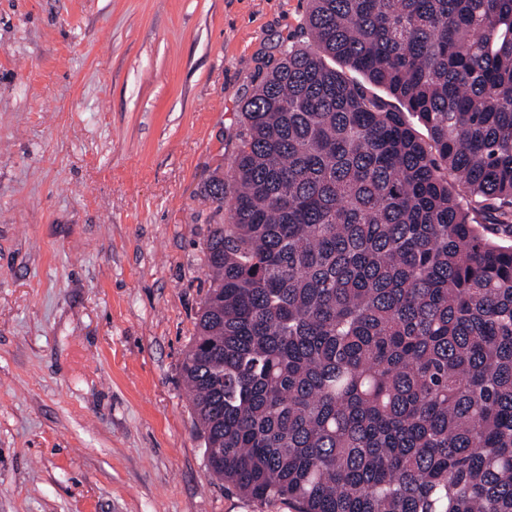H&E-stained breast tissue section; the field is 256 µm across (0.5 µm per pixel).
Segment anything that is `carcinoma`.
I'll use <instances>...</instances> for the list:
<instances>
[{"mask_svg": "<svg viewBox=\"0 0 512 512\" xmlns=\"http://www.w3.org/2000/svg\"><path fill=\"white\" fill-rule=\"evenodd\" d=\"M299 29L208 185L210 469L296 512H512V244L483 231L512 240V0H307Z\"/></svg>", "mask_w": 512, "mask_h": 512, "instance_id": "cac0c4a2", "label": "carcinoma"}]
</instances>
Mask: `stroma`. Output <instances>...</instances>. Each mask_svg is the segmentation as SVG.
<instances>
[{
    "mask_svg": "<svg viewBox=\"0 0 512 512\" xmlns=\"http://www.w3.org/2000/svg\"><path fill=\"white\" fill-rule=\"evenodd\" d=\"M307 0H0V512H295L181 366L238 112Z\"/></svg>",
    "mask_w": 512,
    "mask_h": 512,
    "instance_id": "35a3bbf8",
    "label": "stroma"
}]
</instances>
